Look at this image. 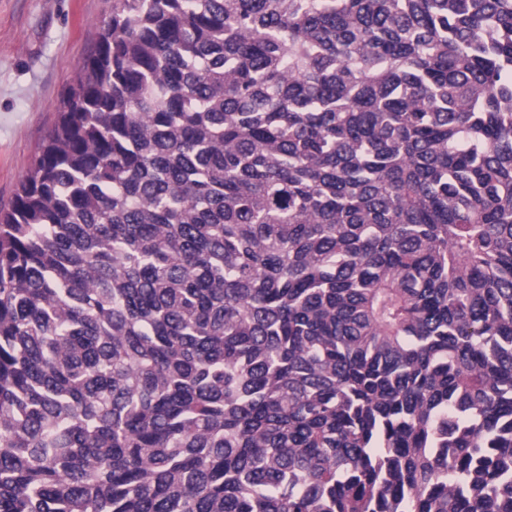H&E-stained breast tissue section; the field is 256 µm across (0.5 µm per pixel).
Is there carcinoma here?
<instances>
[{
    "instance_id": "1",
    "label": "carcinoma",
    "mask_w": 512,
    "mask_h": 512,
    "mask_svg": "<svg viewBox=\"0 0 512 512\" xmlns=\"http://www.w3.org/2000/svg\"><path fill=\"white\" fill-rule=\"evenodd\" d=\"M0 512H512V0H112L0 210Z\"/></svg>"
}]
</instances>
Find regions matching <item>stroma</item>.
Masks as SVG:
<instances>
[{"mask_svg":"<svg viewBox=\"0 0 512 512\" xmlns=\"http://www.w3.org/2000/svg\"><path fill=\"white\" fill-rule=\"evenodd\" d=\"M112 0H0V207L53 126Z\"/></svg>","mask_w":512,"mask_h":512,"instance_id":"stroma-1","label":"stroma"}]
</instances>
